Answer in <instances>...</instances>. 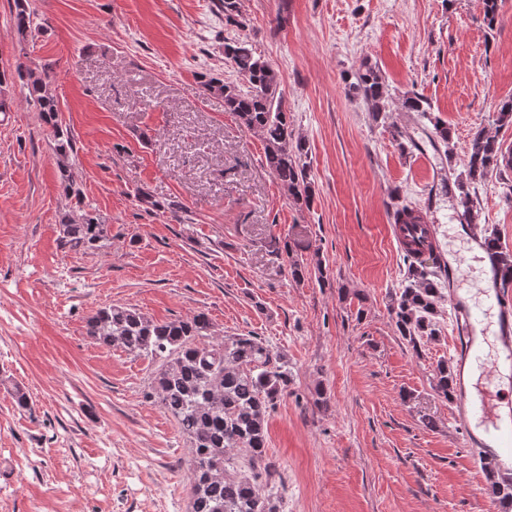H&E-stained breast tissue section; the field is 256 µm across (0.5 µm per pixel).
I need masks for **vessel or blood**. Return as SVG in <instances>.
Masks as SVG:
<instances>
[{"label":"vessel or blood","mask_w":512,"mask_h":512,"mask_svg":"<svg viewBox=\"0 0 512 512\" xmlns=\"http://www.w3.org/2000/svg\"><path fill=\"white\" fill-rule=\"evenodd\" d=\"M398 245L420 257L449 255L448 303L458 367L451 420L463 447L503 481L512 480V291L502 288L498 267L476 224L456 213L448 229L396 224Z\"/></svg>","instance_id":"1"}]
</instances>
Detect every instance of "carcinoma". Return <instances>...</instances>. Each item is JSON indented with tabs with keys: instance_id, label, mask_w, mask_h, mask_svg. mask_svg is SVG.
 I'll list each match as a JSON object with an SVG mask.
<instances>
[{
	"instance_id": "carcinoma-1",
	"label": "carcinoma",
	"mask_w": 512,
	"mask_h": 512,
	"mask_svg": "<svg viewBox=\"0 0 512 512\" xmlns=\"http://www.w3.org/2000/svg\"><path fill=\"white\" fill-rule=\"evenodd\" d=\"M14 28L24 39L32 33L28 0H14ZM224 23L241 25L238 0H217ZM224 57L236 69L247 88L216 77L202 81L204 92L224 98V110L240 125L260 133L266 166L299 208L314 201L308 150L295 137L279 89L277 72L244 40L224 42ZM18 78L27 89L43 122L52 125L54 149L62 160L74 157L69 133L54 123L57 102L49 83L35 71L18 65ZM352 89L370 105L374 118L383 116L388 89L376 66L354 75ZM403 107L418 112L432 123L434 145L447 150L448 127L431 116L430 104L421 96L406 95ZM464 170L448 175L450 189L459 193L462 206L472 212L469 187L501 176L512 168V154L503 150L498 137L479 132L473 138ZM393 223L419 224L422 210L393 204ZM58 244L65 251L95 253L112 246V225L90 213L74 219L62 214ZM287 243L274 247L271 255L289 261L292 278L304 276L305 266L290 259ZM407 266L403 288L395 295L393 312L399 335L413 350L437 337L436 316L442 300L440 282L448 278V266L437 257L427 262L404 250ZM87 335L104 346L118 345L125 351L158 362L149 397L172 416L190 448L189 490L191 512H279L275 493L260 481L267 455V420L281 399L288 395L290 376L285 356L275 353L252 334L216 337L203 313L157 322L134 307L105 304L86 324ZM435 389L445 399L452 396L453 370L446 361L435 369ZM488 490L504 510L512 512V483L501 484L488 476Z\"/></svg>"
}]
</instances>
